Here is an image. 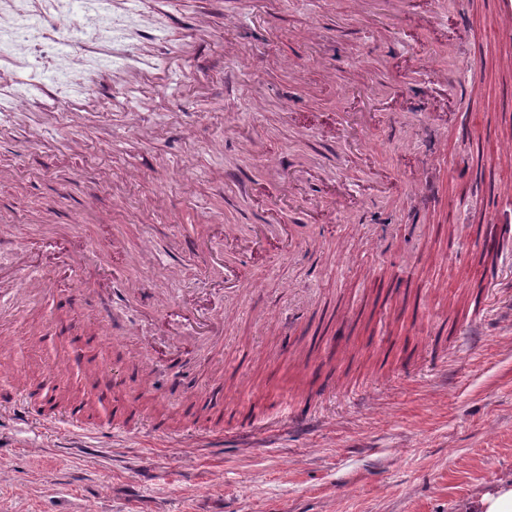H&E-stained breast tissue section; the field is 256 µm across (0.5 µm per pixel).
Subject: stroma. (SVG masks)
Returning a JSON list of instances; mask_svg holds the SVG:
<instances>
[{"mask_svg":"<svg viewBox=\"0 0 512 512\" xmlns=\"http://www.w3.org/2000/svg\"><path fill=\"white\" fill-rule=\"evenodd\" d=\"M174 0L178 25L215 17L198 60L147 35L173 88L141 87L135 116L94 91V115L56 126L33 103L0 137V388L43 385L97 425L0 412V512H464L512 481V245L480 261L492 198L512 177V65L491 0ZM51 0H0V108L13 72L78 77L109 60L112 21L76 12L95 45L63 44ZM42 25L19 49L22 19ZM480 64L475 94L450 97ZM365 133L351 131L359 113ZM479 113L480 127L467 118ZM458 156L438 176L432 154ZM281 158L283 169L269 161ZM416 178L441 204L408 203ZM359 195L357 207L335 196ZM283 219L224 285L228 224ZM56 234L58 248L32 254ZM121 240L124 252L112 250ZM93 248L85 266L62 252ZM38 268L40 291L15 277ZM224 322L167 359L164 309L98 295L104 276ZM112 310L115 327L97 323ZM159 357L140 388L134 354ZM223 391V430L205 398ZM297 395L296 420L278 409ZM136 423L113 421L118 403ZM164 421L167 433L154 430Z\"/></svg>","mask_w":512,"mask_h":512,"instance_id":"1","label":"stroma"}]
</instances>
